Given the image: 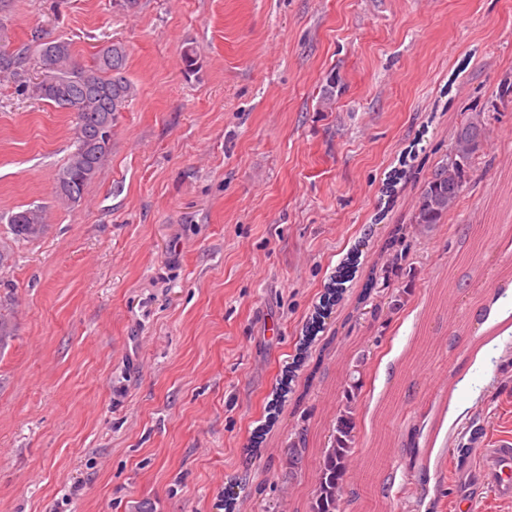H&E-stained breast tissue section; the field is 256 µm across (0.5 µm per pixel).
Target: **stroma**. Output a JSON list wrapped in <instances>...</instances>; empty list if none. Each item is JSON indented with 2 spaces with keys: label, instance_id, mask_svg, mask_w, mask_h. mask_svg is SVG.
<instances>
[{
  "label": "stroma",
  "instance_id": "obj_1",
  "mask_svg": "<svg viewBox=\"0 0 512 512\" xmlns=\"http://www.w3.org/2000/svg\"><path fill=\"white\" fill-rule=\"evenodd\" d=\"M0 23L11 48L38 28L86 68L122 42L138 89L69 208L54 174L74 114L0 82V512H288L355 366L349 487L369 495L380 449L393 512H456L457 444L512 431V360L493 344L468 363L481 301L512 277V0H0ZM477 113L489 137L456 208L413 223ZM34 206L43 233L15 240L8 215ZM356 252L374 276L357 269L305 341ZM464 371L480 400L433 449L423 414L449 391L430 380Z\"/></svg>",
  "mask_w": 512,
  "mask_h": 512
}]
</instances>
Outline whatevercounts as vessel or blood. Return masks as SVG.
Wrapping results in <instances>:
<instances>
[{
    "mask_svg": "<svg viewBox=\"0 0 512 512\" xmlns=\"http://www.w3.org/2000/svg\"><path fill=\"white\" fill-rule=\"evenodd\" d=\"M457 477L470 490L459 498V512H472L474 493L486 490L497 500L512 501V434L475 436L469 447L455 451Z\"/></svg>",
    "mask_w": 512,
    "mask_h": 512,
    "instance_id": "b4317fda",
    "label": "vessel or blood"
}]
</instances>
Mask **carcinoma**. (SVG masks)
<instances>
[{
    "label": "carcinoma",
    "mask_w": 512,
    "mask_h": 512,
    "mask_svg": "<svg viewBox=\"0 0 512 512\" xmlns=\"http://www.w3.org/2000/svg\"><path fill=\"white\" fill-rule=\"evenodd\" d=\"M6 41V32L0 27V81L18 79L26 60V52L8 50ZM31 44L41 77L36 82H23L22 92L60 111L72 112L76 118L75 148L55 174L57 198L74 205L100 174L111 152L119 115L136 97L137 88L126 74L127 51L121 42L103 47L88 69L75 62L72 44L66 40H46L35 30ZM486 137L487 125L479 114L455 128L448 155L421 188L415 223L438 224L448 214L465 189L469 162L483 148ZM7 223L16 240L28 241L40 234L43 211L38 207L18 210L10 214ZM354 403L351 394L336 414V434L331 445L321 449L312 497L297 503L293 512H347L361 499L362 494L345 483L356 427ZM308 451L307 436L301 433L288 455V478L302 470Z\"/></svg>",
    "instance_id": "carcinoma-1"
}]
</instances>
